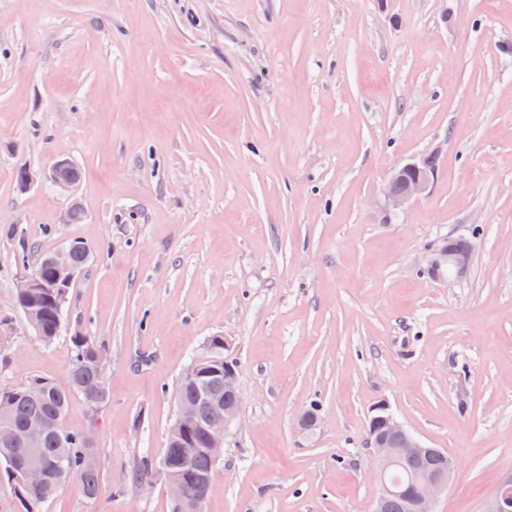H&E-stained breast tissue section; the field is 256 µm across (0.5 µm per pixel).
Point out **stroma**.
<instances>
[{"label":"stroma","mask_w":512,"mask_h":512,"mask_svg":"<svg viewBox=\"0 0 512 512\" xmlns=\"http://www.w3.org/2000/svg\"><path fill=\"white\" fill-rule=\"evenodd\" d=\"M429 156L389 215L393 169ZM26 241L90 251L49 346L14 302ZM77 334L109 360L107 403L64 421L100 482L42 512H169L131 473L212 336L242 403L206 512H373L381 401L454 458L437 512H483L512 477V0H0V385L63 380ZM435 175L431 158L411 160L395 169L384 187V201L389 213L403 211L411 202L424 195ZM477 234L470 237L448 241L439 253V259L435 262L434 270L439 271L443 266L448 271V278L464 271L470 264L476 248Z\"/></svg>","instance_id":"obj_1"}]
</instances>
